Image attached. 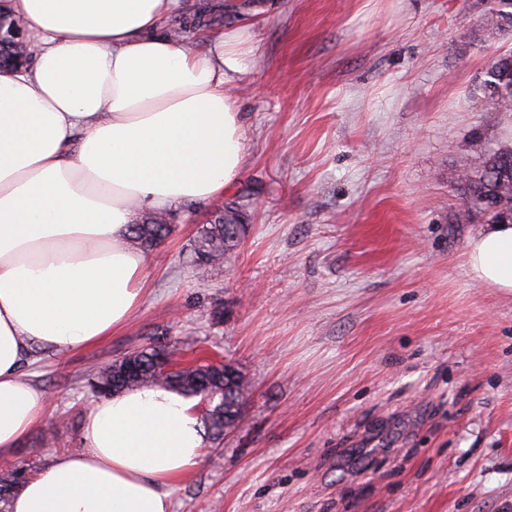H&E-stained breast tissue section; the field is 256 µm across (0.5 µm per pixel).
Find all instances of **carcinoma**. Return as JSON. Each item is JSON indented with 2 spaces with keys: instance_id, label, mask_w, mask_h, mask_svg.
I'll return each mask as SVG.
<instances>
[{
  "instance_id": "1",
  "label": "carcinoma",
  "mask_w": 512,
  "mask_h": 512,
  "mask_svg": "<svg viewBox=\"0 0 512 512\" xmlns=\"http://www.w3.org/2000/svg\"><path fill=\"white\" fill-rule=\"evenodd\" d=\"M24 35L15 32L0 38V66L9 65L18 54L16 42ZM483 89L486 106L495 111L512 112V56H503L488 64L484 71ZM465 208L455 216L468 220L482 213L498 224L512 222V150L486 154L478 166L463 172L460 178ZM243 205L237 201L224 206V215L202 228L196 249L204 250L206 261L193 260L203 266L221 257L230 256L245 237ZM172 231L170 224H133L132 241L151 248L163 241ZM170 356L163 348L148 347L129 354L138 367L136 375L124 377L121 367L110 364L98 369L91 390L99 395H112L149 384H162L185 397H208L224 402V409L208 410L207 424L212 435L219 438L242 420L245 380L242 373L229 363L195 362L189 368L163 371L162 361ZM29 466L17 465L8 476L0 478V509L5 512L11 497L25 483Z\"/></svg>"
}]
</instances>
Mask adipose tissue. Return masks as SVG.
I'll return each mask as SVG.
<instances>
[{
  "mask_svg": "<svg viewBox=\"0 0 512 512\" xmlns=\"http://www.w3.org/2000/svg\"><path fill=\"white\" fill-rule=\"evenodd\" d=\"M32 65L0 72V454L40 421L35 348L121 330L145 291L134 209L224 193L244 155L232 88L242 33L206 48L163 33L178 0H9ZM471 276L512 294V223L472 237ZM84 450L27 480L11 512H171L202 458L195 400L160 386L98 400Z\"/></svg>",
  "mask_w": 512,
  "mask_h": 512,
  "instance_id": "1",
  "label": "adipose tissue"
}]
</instances>
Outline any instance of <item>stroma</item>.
I'll return each mask as SVG.
<instances>
[{"mask_svg":"<svg viewBox=\"0 0 512 512\" xmlns=\"http://www.w3.org/2000/svg\"><path fill=\"white\" fill-rule=\"evenodd\" d=\"M495 0H179L171 27L244 29L233 186L168 208L128 324L36 351L40 423L0 476L82 451L96 370L149 345L232 363L242 420L205 439L173 512H512V294L474 280L459 177L512 148L486 108L512 50ZM245 204L232 258L199 270L203 226Z\"/></svg>","mask_w":512,"mask_h":512,"instance_id":"35a3bbf8","label":"stroma"}]
</instances>
